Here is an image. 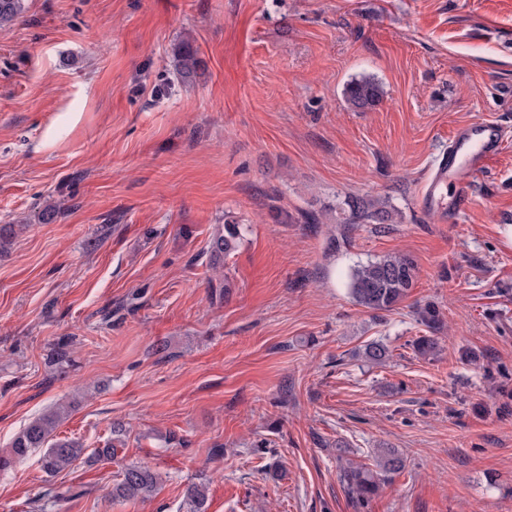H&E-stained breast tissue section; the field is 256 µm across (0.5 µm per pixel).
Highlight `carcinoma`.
I'll return each mask as SVG.
<instances>
[{
  "mask_svg": "<svg viewBox=\"0 0 512 512\" xmlns=\"http://www.w3.org/2000/svg\"><path fill=\"white\" fill-rule=\"evenodd\" d=\"M25 10V0H0V26L11 24ZM174 69L182 80L197 77L201 71V60L190 39H182L172 50ZM345 98L355 110L365 111L381 99L379 85L369 79H355L347 84ZM347 208L341 210L342 224H393L395 211L380 198H352L346 202ZM241 234L239 225L224 224V233L210 240V261L220 263L224 256L233 252ZM417 264L406 253H391L351 269L349 292L354 301L371 311H391L405 300L417 279ZM417 321L426 328V334L417 337L412 347L415 353L424 358L436 356L440 351L439 333L443 328V316L433 303L420 304L415 309ZM361 358L372 365H383L390 358L387 345L371 342L364 346ZM78 400L72 399L59 404L50 411L29 422L13 438L11 456H0V470H5L14 459H22L30 452L41 451V469L50 477L69 469L73 463L85 454V448L79 441L59 437L56 430ZM111 438L105 447L98 448L89 459L112 461L117 456V445L123 443L126 429L120 422L110 428ZM405 460L395 448H379L373 463L359 464L351 459L345 460L340 468V480L348 493L360 502H366L377 496L390 478L402 472ZM161 475L148 466L128 464L121 468L118 478L112 484V499H145L156 490ZM207 485L204 482L187 486L184 494V512H206Z\"/></svg>",
  "mask_w": 512,
  "mask_h": 512,
  "instance_id": "cac0c4a2",
  "label": "carcinoma"
}]
</instances>
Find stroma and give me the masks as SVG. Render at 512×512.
Wrapping results in <instances>:
<instances>
[{
  "label": "stroma",
  "mask_w": 512,
  "mask_h": 512,
  "mask_svg": "<svg viewBox=\"0 0 512 512\" xmlns=\"http://www.w3.org/2000/svg\"><path fill=\"white\" fill-rule=\"evenodd\" d=\"M364 76L383 95L358 112ZM482 121L512 128V0H26L0 28V456L81 390L58 435L91 450L127 422L121 462L162 480L118 502V464L50 479L33 453L0 472V512L71 487L60 512H179L202 478L207 512H512V141L456 220L418 203ZM367 196L395 224H337ZM394 252L417 263L410 296L357 305L351 268ZM426 302L434 359L412 348ZM63 339L71 364L49 366ZM373 341L386 366L360 360ZM383 444L406 467L357 503L342 460ZM174 69L183 81L192 80L201 71L202 61L189 38L180 40L172 50ZM344 94L348 104L360 111L371 109L381 99L379 85L369 78L352 80L347 84ZM240 239L239 224L225 222L224 233L215 235L210 240L209 253L212 264H219L224 256L233 252ZM417 321L424 326L429 335L418 336L412 343L415 353L424 358L436 356L440 351L439 333L443 328V316L440 309L433 303L420 304L415 309Z\"/></svg>",
  "instance_id": "35a3bbf8"
}]
</instances>
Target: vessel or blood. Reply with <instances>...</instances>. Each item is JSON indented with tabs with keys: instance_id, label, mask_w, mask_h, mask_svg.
I'll list each match as a JSON object with an SVG mask.
<instances>
[{
	"instance_id": "b4317fda",
	"label": "vessel or blood",
	"mask_w": 512,
	"mask_h": 512,
	"mask_svg": "<svg viewBox=\"0 0 512 512\" xmlns=\"http://www.w3.org/2000/svg\"><path fill=\"white\" fill-rule=\"evenodd\" d=\"M506 131L485 121L458 126L448 146L435 159L434 168L420 196L422 208L443 207L447 188L455 190V211L464 210L472 198L473 184L486 164L499 155Z\"/></svg>"
}]
</instances>
